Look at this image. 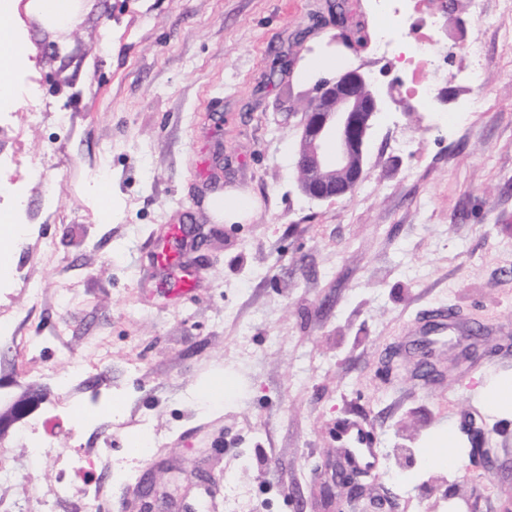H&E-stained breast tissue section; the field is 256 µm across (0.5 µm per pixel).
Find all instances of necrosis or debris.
<instances>
[{
  "label": "necrosis or debris",
  "mask_w": 512,
  "mask_h": 512,
  "mask_svg": "<svg viewBox=\"0 0 512 512\" xmlns=\"http://www.w3.org/2000/svg\"><path fill=\"white\" fill-rule=\"evenodd\" d=\"M375 49L389 65L406 68L409 72L405 95L426 98L440 77L438 62L442 57L463 51L467 66L470 96L468 107L482 105L486 95L479 72L484 47L470 30L459 28L446 0H372ZM119 428L128 436L127 455L115 456L103 448H83L58 455L60 470H77L85 474L98 473L97 482L74 489L62 485L63 494L78 495L88 500L98 497L112 482L114 473L127 470L130 463L145 459L153 445L152 429L147 419L128 424L119 410L109 412Z\"/></svg>",
  "instance_id": "4bbe7bcc"
}]
</instances>
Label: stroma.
<instances>
[{
  "label": "stroma",
  "instance_id": "1",
  "mask_svg": "<svg viewBox=\"0 0 512 512\" xmlns=\"http://www.w3.org/2000/svg\"><path fill=\"white\" fill-rule=\"evenodd\" d=\"M76 2L65 27L29 5L11 14L29 47L22 72L69 121L31 123L40 105L25 100L0 125L30 201L26 237L6 253L21 280L0 290V313L30 315L40 337L21 356L0 342L15 362L0 371V405L36 384L46 441L33 453L20 419L0 439V512H73L58 483L84 476L53 459L78 446L122 453V431L99 411L112 403L148 417L155 444L89 512H232L238 499L244 512H375L379 497L384 512H512V418L475 395L512 374V12L456 15L486 47L482 111L459 120L453 60L444 100L391 121L386 90L402 74L353 35L370 0H345L340 23L330 0ZM356 67L380 100L366 176L352 195L315 201L297 180L299 121L281 110ZM233 190L257 202L246 223L214 211ZM173 225L204 243L181 253L191 290L167 296L177 273L154 253ZM448 306L485 331L471 360L453 366L441 341L439 383L417 379L411 358L385 373L414 321ZM103 351L83 396L58 388V373ZM219 377L233 388L214 404ZM346 421L373 428L380 459L362 496L336 501L322 487L345 460L334 432ZM469 421L497 469L471 461ZM450 425L464 481L426 456Z\"/></svg>",
  "mask_w": 512,
  "mask_h": 512
}]
</instances>
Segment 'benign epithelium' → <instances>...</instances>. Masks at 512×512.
<instances>
[{
    "instance_id": "7a95c632",
    "label": "benign epithelium",
    "mask_w": 512,
    "mask_h": 512,
    "mask_svg": "<svg viewBox=\"0 0 512 512\" xmlns=\"http://www.w3.org/2000/svg\"><path fill=\"white\" fill-rule=\"evenodd\" d=\"M314 105L304 111L300 122L303 153L297 170L302 192L312 200L326 201L350 194L363 180L364 146L377 117L379 99L367 91L369 83L360 69L353 68L336 79L321 78L316 83ZM335 144V161L324 155V146ZM42 403V394L30 386L17 400L0 412V435L15 418L29 413ZM334 484L357 490L355 477L341 464L332 474Z\"/></svg>"
}]
</instances>
